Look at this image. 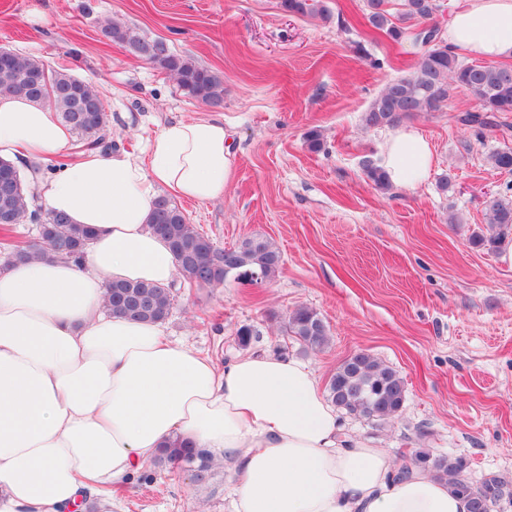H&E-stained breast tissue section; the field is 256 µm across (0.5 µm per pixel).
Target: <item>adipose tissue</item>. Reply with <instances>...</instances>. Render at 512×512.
Returning <instances> with one entry per match:
<instances>
[{
  "label": "adipose tissue",
  "mask_w": 512,
  "mask_h": 512,
  "mask_svg": "<svg viewBox=\"0 0 512 512\" xmlns=\"http://www.w3.org/2000/svg\"><path fill=\"white\" fill-rule=\"evenodd\" d=\"M446 41L512 59V0H457ZM70 139L50 103L0 96V157L48 162ZM234 163L223 120L181 119L146 160L89 152L38 182L48 211L95 235L82 264L0 269V512H112L114 489L175 437L223 459L232 512H468L429 469L398 477L386 449L348 435L307 364L248 354L220 366L162 323L105 311L107 282L176 274L148 228L159 192L222 198ZM432 163L412 127L381 149L398 187L414 188Z\"/></svg>",
  "instance_id": "ef3b65f1"
}]
</instances>
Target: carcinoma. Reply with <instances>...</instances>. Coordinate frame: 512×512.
Returning a JSON list of instances; mask_svg holds the SVG:
<instances>
[{"instance_id":"cac0c4a2","label":"carcinoma","mask_w":512,"mask_h":512,"mask_svg":"<svg viewBox=\"0 0 512 512\" xmlns=\"http://www.w3.org/2000/svg\"><path fill=\"white\" fill-rule=\"evenodd\" d=\"M364 0L365 19L370 27L393 41L406 33L423 42L418 28L433 19L440 5L438 0ZM280 9L289 14L315 15L323 20L331 16L323 0H279ZM103 35L120 49L141 51L149 40L130 27L109 22L102 27ZM157 65L174 76L181 91L210 107L224 105V82L213 71L201 67L188 57L173 53L157 60ZM466 89L477 102L473 110L456 116L457 122L470 129L483 131L492 126L507 132L512 127L496 122L497 114L512 112V67L466 63L447 44L435 40L422 46L410 71L391 80L371 102L363 116L369 128L394 127L417 114L439 112L457 88ZM0 95L23 97L31 101L50 99L63 123L79 137L81 148L107 154L116 144L107 137V114L96 87L64 70L50 72L42 61L16 57L10 64L0 62ZM493 168L512 171V150H497L489 157ZM364 174L379 190L391 188L382 167L374 160L363 163ZM30 194L24 181L15 191L0 193V215L14 217L10 224L0 223V248L10 260H71L82 264L91 240L89 230L68 221L52 222L45 218L48 231L37 244L13 236L17 225L34 221L36 213L29 208ZM490 234L477 237V242L491 249L512 240V196L495 194L486 200ZM150 230L163 238L171 251L186 262L182 273L192 269L208 273L201 287H217L228 278L249 282L248 274H259L261 281L273 280L282 265V256L266 237L254 234L242 238L234 247L220 249L195 225L188 222L182 209L168 197L161 196L149 222ZM226 253L233 266L214 271L217 257ZM174 285L159 286L143 282H109L106 285L104 308L107 312L142 321H164L171 312ZM283 333L294 337L307 350H321L330 342L329 329L322 317L308 307H297L283 320ZM327 397L341 412L383 422L402 410L405 383L399 373L372 355L359 352L351 355L336 368L326 385ZM157 463L177 464L190 468L205 483L212 475V459L198 448H189L174 439L159 449ZM413 466H428L448 489L470 504V512H492L503 500H512V478L503 474L472 481L465 474L466 463L452 452L433 456L415 449L404 457L398 476L409 473Z\"/></svg>"}]
</instances>
